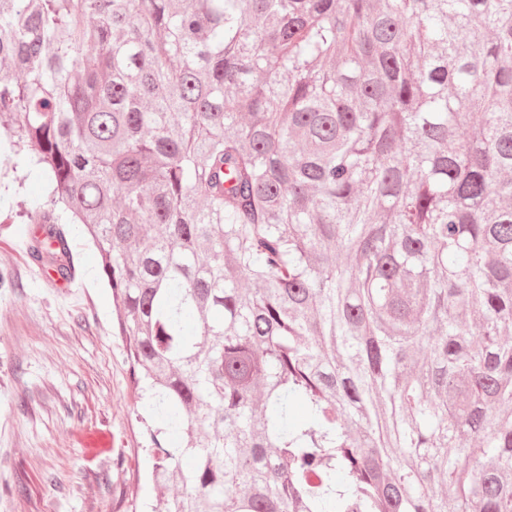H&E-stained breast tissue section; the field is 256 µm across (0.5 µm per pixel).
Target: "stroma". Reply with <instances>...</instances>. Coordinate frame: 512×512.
<instances>
[{
    "instance_id": "stroma-1",
    "label": "stroma",
    "mask_w": 512,
    "mask_h": 512,
    "mask_svg": "<svg viewBox=\"0 0 512 512\" xmlns=\"http://www.w3.org/2000/svg\"><path fill=\"white\" fill-rule=\"evenodd\" d=\"M43 184L34 170L0 191V512H162L175 488L148 480L154 415L133 391L97 249L69 225L72 288L30 256L37 228L16 213Z\"/></svg>"
}]
</instances>
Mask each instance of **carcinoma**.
I'll return each mask as SVG.
<instances>
[{"instance_id": "carcinoma-1", "label": "carcinoma", "mask_w": 512, "mask_h": 512, "mask_svg": "<svg viewBox=\"0 0 512 512\" xmlns=\"http://www.w3.org/2000/svg\"><path fill=\"white\" fill-rule=\"evenodd\" d=\"M0 137L165 512H512V0H0Z\"/></svg>"}]
</instances>
